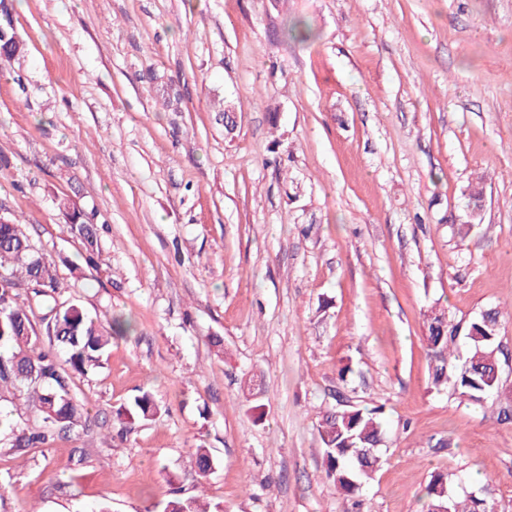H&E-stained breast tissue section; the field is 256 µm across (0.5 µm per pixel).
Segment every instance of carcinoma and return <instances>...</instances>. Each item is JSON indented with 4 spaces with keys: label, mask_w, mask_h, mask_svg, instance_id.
Wrapping results in <instances>:
<instances>
[{
    "label": "carcinoma",
    "mask_w": 512,
    "mask_h": 512,
    "mask_svg": "<svg viewBox=\"0 0 512 512\" xmlns=\"http://www.w3.org/2000/svg\"><path fill=\"white\" fill-rule=\"evenodd\" d=\"M13 0H0V58L11 59L24 51L12 27ZM57 208L65 218L68 234L84 245L82 258L95 264L98 249L97 228L88 214L67 197L58 199ZM30 289L33 303L21 304L17 288ZM42 310L48 347H43L35 328L36 310ZM500 313L488 309L469 321L456 318L445 310L426 314L430 351L429 376L439 388L452 384L459 397L480 402L499 389V344L496 343ZM130 321L111 317L107 321L89 316L78 301L65 294L54 262L33 249L30 234L18 220L0 222V402L5 394L22 391L28 408L39 422L19 429L10 414L0 418V437L9 440L12 450L24 454L29 448H45L55 437L85 420L84 408L69 398L74 376L85 375L103 364L112 339L126 335ZM470 343L466 356L452 348L459 338ZM380 408H359L337 404L327 411L320 424L326 477L344 498H353L364 482L371 479L379 464L380 453L361 459L365 448H378L385 436V422ZM159 412L152 395L144 392L133 403L118 410L128 423L147 421ZM198 475L211 471L213 458L206 448L194 449ZM451 476L436 473L425 487L427 512L441 508L448 512H488L493 504L488 498L473 495L458 497L448 491ZM162 512H224L219 502H202L196 497L173 498Z\"/></svg>",
    "instance_id": "carcinoma-1"
}]
</instances>
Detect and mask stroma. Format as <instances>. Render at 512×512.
I'll return each mask as SVG.
<instances>
[{
    "label": "stroma",
    "mask_w": 512,
    "mask_h": 512,
    "mask_svg": "<svg viewBox=\"0 0 512 512\" xmlns=\"http://www.w3.org/2000/svg\"><path fill=\"white\" fill-rule=\"evenodd\" d=\"M298 19L309 40L285 36ZM12 24L0 217L88 314L134 329L75 378L85 425L22 456L0 445V512L197 494L349 512L319 434L340 400L389 423L364 512H426L437 472L512 512V423L496 420L512 402V0H18ZM63 195L95 215L96 268L71 269ZM434 307L499 311L484 402L431 385ZM144 389L160 412L124 429L116 411Z\"/></svg>",
    "instance_id": "obj_1"
}]
</instances>
